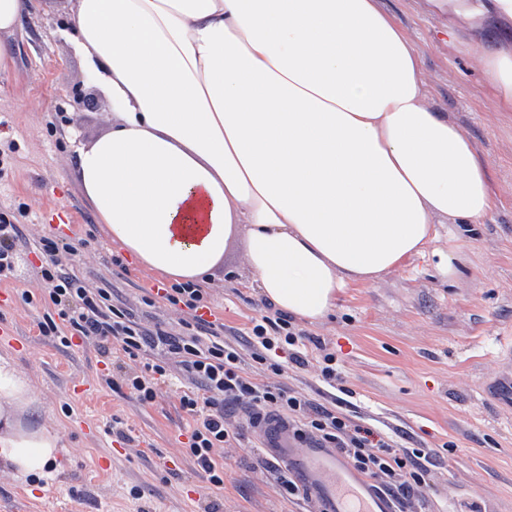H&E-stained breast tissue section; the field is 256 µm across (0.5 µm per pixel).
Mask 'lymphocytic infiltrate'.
I'll list each match as a JSON object with an SVG mask.
<instances>
[{"mask_svg": "<svg viewBox=\"0 0 512 512\" xmlns=\"http://www.w3.org/2000/svg\"><path fill=\"white\" fill-rule=\"evenodd\" d=\"M35 248L42 257L40 280L44 292L38 298L26 293L22 299L28 304L37 299L44 303L46 312L38 324L41 334L58 337L66 346L76 338L94 343L104 356L109 355L110 344L115 341L133 360L147 350L162 349L166 361L122 371L121 380L141 402L149 403L168 378L169 367L184 373L190 387L181 395L180 405L195 422L187 451L215 487L224 485V467L212 451L239 435L224 420V412L231 406L245 408L255 427L279 417L288 418L300 442L336 449L355 470L398 500H408L416 490L427 486L430 452L399 447L372 428L352 423L343 414L315 405L277 383L288 361L305 365L313 360L324 381L332 384L339 378L335 355L321 344L317 356H310L306 335L288 315L277 311L261 316L249 331L251 358L270 375L269 380H260L244 370L237 347L224 343L222 324L202 317L207 292L200 284L182 282L166 288L162 299L172 308L183 306L190 312L189 317L179 320L177 330L161 324L148 328L114 302L110 288L85 284L70 262L76 252L70 239L43 235Z\"/></svg>", "mask_w": 512, "mask_h": 512, "instance_id": "obj_1", "label": "lymphocytic infiltrate"}]
</instances>
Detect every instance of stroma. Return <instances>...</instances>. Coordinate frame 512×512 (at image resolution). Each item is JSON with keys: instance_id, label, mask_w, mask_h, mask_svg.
I'll list each match as a JSON object with an SVG mask.
<instances>
[{"instance_id": "obj_1", "label": "stroma", "mask_w": 512, "mask_h": 512, "mask_svg": "<svg viewBox=\"0 0 512 512\" xmlns=\"http://www.w3.org/2000/svg\"><path fill=\"white\" fill-rule=\"evenodd\" d=\"M70 0H43L23 13L14 37L0 39V141L16 145L0 160V207H25V239L14 276L1 282L14 294L0 309L16 341L0 340V356L28 377L35 414L66 448L53 481L17 479L0 467V512H314L304 497L281 487L283 467L265 456L246 412H227L241 436L214 449L224 485L212 486L187 455L193 428L179 396L186 381L163 385L154 402H140L124 384L106 385L93 346H62L41 335L44 310L24 304L40 288L39 236L55 234L54 216L71 217L80 247L73 264L89 285L114 288L144 326H175L179 312L145 306L153 274L122 254L75 180L81 148L112 125V101L71 39ZM422 62L428 103L474 142L494 210L482 223L439 225L424 254L405 258L372 282L341 292L335 310L318 322L297 320L307 335L336 353L341 372L330 387L313 366H287L280 383L405 448L433 452L427 487L416 512H512V362L498 338L512 331V112L501 111L476 56L448 40L447 17L426 0H379ZM122 255L123 267L112 264ZM455 258V274L445 269ZM240 242L210 271L205 288L224 340L244 347L266 302L251 286ZM92 389L76 398L74 382ZM176 458V469L163 460ZM202 489L188 501L189 489Z\"/></svg>"}]
</instances>
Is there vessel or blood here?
I'll list each match as a JSON object with an SVG mask.
<instances>
[{"mask_svg":"<svg viewBox=\"0 0 512 512\" xmlns=\"http://www.w3.org/2000/svg\"><path fill=\"white\" fill-rule=\"evenodd\" d=\"M261 438L264 449L290 467L319 512H397L394 500L352 472L335 450L298 446L284 426Z\"/></svg>","mask_w":512,"mask_h":512,"instance_id":"obj_1","label":"vessel or blood"}]
</instances>
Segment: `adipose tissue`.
Returning a JSON list of instances; mask_svg holds the SVG:
<instances>
[{"label": "adipose tissue", "mask_w": 512, "mask_h": 512, "mask_svg": "<svg viewBox=\"0 0 512 512\" xmlns=\"http://www.w3.org/2000/svg\"><path fill=\"white\" fill-rule=\"evenodd\" d=\"M512 112V0H429ZM112 99L75 178L113 242L204 282L232 239L265 298L315 321L342 288L494 207L476 148L426 101L419 56L377 0H73ZM0 357V463L51 478L61 442Z\"/></svg>", "instance_id": "1"}]
</instances>
